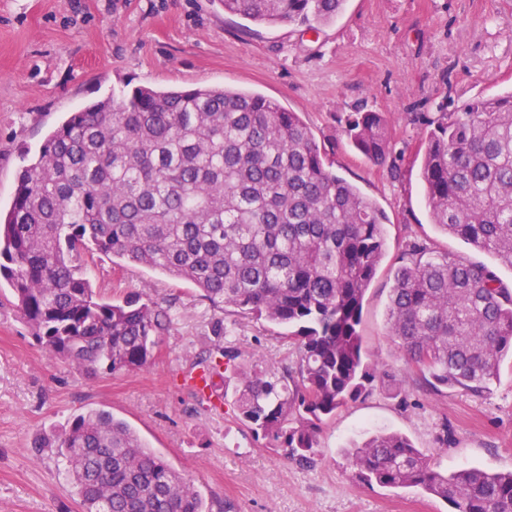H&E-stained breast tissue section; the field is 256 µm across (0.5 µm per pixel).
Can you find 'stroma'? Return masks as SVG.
Listing matches in <instances>:
<instances>
[{"label":"stroma","mask_w":512,"mask_h":512,"mask_svg":"<svg viewBox=\"0 0 512 512\" xmlns=\"http://www.w3.org/2000/svg\"><path fill=\"white\" fill-rule=\"evenodd\" d=\"M257 92L300 113L339 176L387 214L385 267L367 292L361 331L370 360L393 376L385 389L348 402L323 424L320 460L303 469L239 426L231 405L200 404L183 376L215 341L267 370L294 361L279 329L214 311L194 287L96 250L79 264L108 301L137 296L168 308L171 323L152 362L116 375H87L51 358L0 282V512H81L64 464L37 452L40 436L101 409L131 424L202 493L213 512H450L416 488L350 479L345 452L371 434L396 431L434 452L445 471H512V362L483 395L426 386L386 328L396 264L408 243L495 269L512 268L431 224L420 180L422 136L407 118L456 109L477 95L512 90V0H347L328 25H257L226 14L222 0H0V209H8L25 155L84 105L126 85ZM387 113V165L349 142L345 119L359 106Z\"/></svg>","instance_id":"stroma-1"}]
</instances>
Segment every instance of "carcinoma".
<instances>
[{
    "label": "carcinoma",
    "instance_id": "cac0c4a2",
    "mask_svg": "<svg viewBox=\"0 0 512 512\" xmlns=\"http://www.w3.org/2000/svg\"><path fill=\"white\" fill-rule=\"evenodd\" d=\"M346 0H224L258 25L328 24ZM424 138L430 221L512 268V91L450 112H413ZM347 138L374 163L392 142L386 113L358 109ZM388 218L336 175L311 127L277 101L220 86H132L71 112L22 167L0 213V279L45 352L86 374L149 365L170 325L156 302L97 295L76 264L89 248L192 284L218 311L294 331L282 371L216 342L192 363L224 373L238 421L298 465L319 456L325 420L380 381L364 361V299L385 257ZM386 320L433 388L481 395L512 358V289L484 264L412 243L391 269ZM83 512H211L201 492L128 423L104 411L41 438ZM353 478L418 488L454 512H512V472L439 470L392 432L346 452Z\"/></svg>",
    "mask_w": 512,
    "mask_h": 512
}]
</instances>
